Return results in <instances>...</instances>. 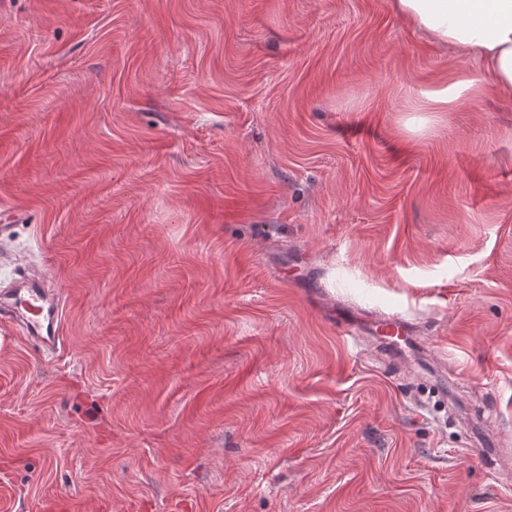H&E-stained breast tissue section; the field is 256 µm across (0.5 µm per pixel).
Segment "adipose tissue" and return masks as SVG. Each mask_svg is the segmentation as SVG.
Returning a JSON list of instances; mask_svg holds the SVG:
<instances>
[{"label": "adipose tissue", "mask_w": 512, "mask_h": 512, "mask_svg": "<svg viewBox=\"0 0 512 512\" xmlns=\"http://www.w3.org/2000/svg\"><path fill=\"white\" fill-rule=\"evenodd\" d=\"M393 12L432 41L477 61L512 96V0H389Z\"/></svg>", "instance_id": "1"}]
</instances>
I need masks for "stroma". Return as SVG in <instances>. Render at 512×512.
<instances>
[{
	"label": "stroma",
	"mask_w": 512,
	"mask_h": 512,
	"mask_svg": "<svg viewBox=\"0 0 512 512\" xmlns=\"http://www.w3.org/2000/svg\"><path fill=\"white\" fill-rule=\"evenodd\" d=\"M1 216L0 512H512V98L387 0H0ZM478 88L472 83H462L456 87L453 94H448V90L435 92L428 96L426 108L430 112H442L448 108V104L456 101L461 94L465 92L476 93ZM0 317L16 322L18 335L40 352L59 354L64 345L65 303L54 289L27 275L0 292ZM405 328H407V323L400 318L380 320L375 329L378 334V346H384L386 349L393 352V347H398L397 341L394 338L401 339L407 337L401 336L404 334Z\"/></svg>",
	"instance_id": "stroma-1"
}]
</instances>
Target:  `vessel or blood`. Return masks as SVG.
I'll return each mask as SVG.
<instances>
[{
	"instance_id": "1",
	"label": "vessel or blood",
	"mask_w": 512,
	"mask_h": 512,
	"mask_svg": "<svg viewBox=\"0 0 512 512\" xmlns=\"http://www.w3.org/2000/svg\"><path fill=\"white\" fill-rule=\"evenodd\" d=\"M0 317L15 322L19 335L40 352L56 355L62 351L65 303L41 280L25 276L16 287L1 291ZM405 328L399 318L380 320L376 326L380 345L389 350L396 347Z\"/></svg>"
}]
</instances>
